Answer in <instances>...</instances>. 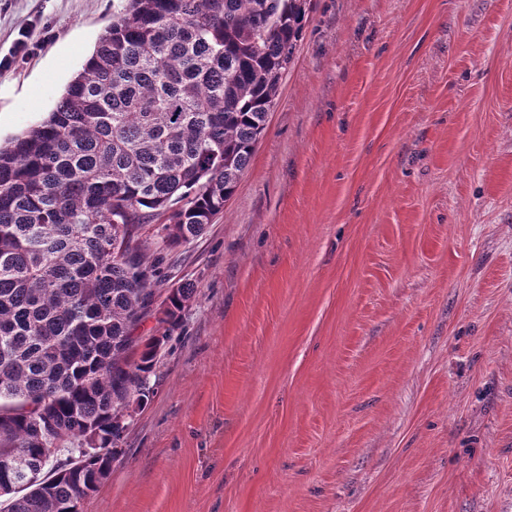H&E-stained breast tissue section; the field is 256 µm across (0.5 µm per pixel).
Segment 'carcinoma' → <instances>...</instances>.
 <instances>
[{"instance_id":"obj_1","label":"carcinoma","mask_w":512,"mask_h":512,"mask_svg":"<svg viewBox=\"0 0 512 512\" xmlns=\"http://www.w3.org/2000/svg\"><path fill=\"white\" fill-rule=\"evenodd\" d=\"M40 124L0 144V498L74 512L108 478L167 336H137L166 245L224 210L266 129L310 0H120ZM194 289H168L175 325ZM97 453L67 470L53 442ZM52 465V475L43 470Z\"/></svg>"}]
</instances>
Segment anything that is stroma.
Wrapping results in <instances>:
<instances>
[{
    "instance_id": "35a3bbf8",
    "label": "stroma",
    "mask_w": 512,
    "mask_h": 512,
    "mask_svg": "<svg viewBox=\"0 0 512 512\" xmlns=\"http://www.w3.org/2000/svg\"><path fill=\"white\" fill-rule=\"evenodd\" d=\"M116 0H0V141ZM85 512H512V0H311Z\"/></svg>"
}]
</instances>
